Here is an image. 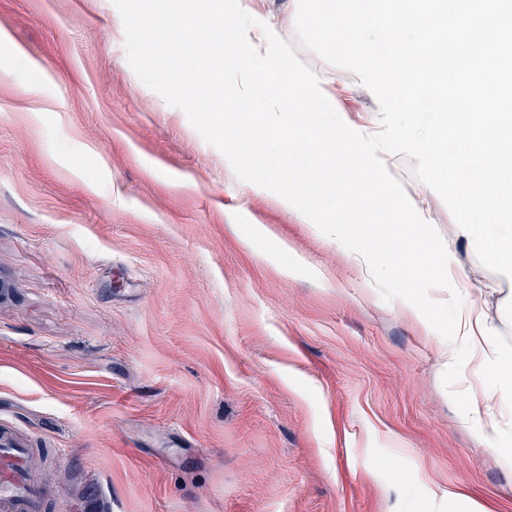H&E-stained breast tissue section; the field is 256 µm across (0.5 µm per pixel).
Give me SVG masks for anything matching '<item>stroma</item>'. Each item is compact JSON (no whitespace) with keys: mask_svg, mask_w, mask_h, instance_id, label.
I'll use <instances>...</instances> for the list:
<instances>
[{"mask_svg":"<svg viewBox=\"0 0 512 512\" xmlns=\"http://www.w3.org/2000/svg\"><path fill=\"white\" fill-rule=\"evenodd\" d=\"M250 4L378 117L295 0ZM0 29V435L35 449L51 512H512L485 444L512 413L451 397L487 392L475 361L445 388L448 341L139 79L112 0H0ZM427 208L512 342V279Z\"/></svg>","mask_w":512,"mask_h":512,"instance_id":"1","label":"stroma"}]
</instances>
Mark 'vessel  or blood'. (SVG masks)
Wrapping results in <instances>:
<instances>
[{"label":"vessel or blood","mask_w":512,"mask_h":512,"mask_svg":"<svg viewBox=\"0 0 512 512\" xmlns=\"http://www.w3.org/2000/svg\"><path fill=\"white\" fill-rule=\"evenodd\" d=\"M27 451L0 446V512H40L41 493L27 478Z\"/></svg>","instance_id":"1"}]
</instances>
